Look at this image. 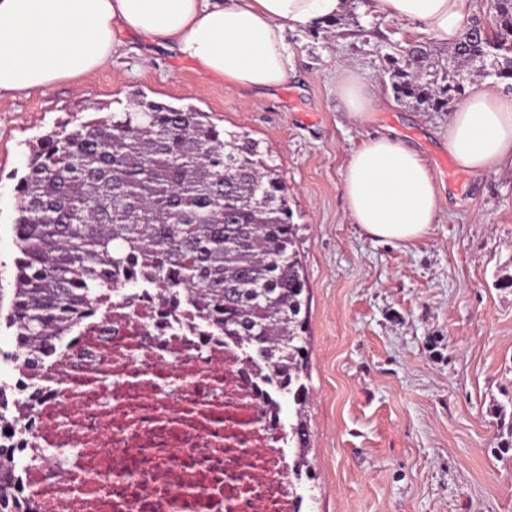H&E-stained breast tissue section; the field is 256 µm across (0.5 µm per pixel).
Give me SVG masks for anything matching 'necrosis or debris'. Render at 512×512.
Returning a JSON list of instances; mask_svg holds the SVG:
<instances>
[{
    "label": "necrosis or debris",
    "instance_id": "4bbe7bcc",
    "mask_svg": "<svg viewBox=\"0 0 512 512\" xmlns=\"http://www.w3.org/2000/svg\"><path fill=\"white\" fill-rule=\"evenodd\" d=\"M29 512H297L281 416L235 345L158 288L108 296L25 396Z\"/></svg>",
    "mask_w": 512,
    "mask_h": 512
}]
</instances>
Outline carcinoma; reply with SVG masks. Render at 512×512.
Here are the masks:
<instances>
[{
  "label": "carcinoma",
  "mask_w": 512,
  "mask_h": 512,
  "mask_svg": "<svg viewBox=\"0 0 512 512\" xmlns=\"http://www.w3.org/2000/svg\"><path fill=\"white\" fill-rule=\"evenodd\" d=\"M441 63L411 45L394 60L397 101L448 112L475 72L512 90V0H491ZM17 249L6 328L23 394L40 359L105 289L130 301L153 284L235 338L264 380L288 396L292 485L315 479L307 342V280L288 186L246 133L228 131L193 105L134 95L121 112L69 121L30 145L15 186ZM21 449L0 445V512H27L15 467Z\"/></svg>",
  "instance_id": "1"
}]
</instances>
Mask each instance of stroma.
<instances>
[{
  "label": "stroma",
  "instance_id": "obj_1",
  "mask_svg": "<svg viewBox=\"0 0 512 512\" xmlns=\"http://www.w3.org/2000/svg\"><path fill=\"white\" fill-rule=\"evenodd\" d=\"M349 2L340 24L287 31L294 69L258 96L202 81L177 52L123 32L100 68L0 98V289L16 256L14 176L36 136L137 90L194 105L271 151L301 227L314 512H512V433L495 409L512 403V170L468 174L443 146L449 113L393 102L391 58L409 44L447 50ZM347 60L391 102L362 125L336 90ZM389 131L441 190L436 224L408 245L365 235L342 194L362 135Z\"/></svg>",
  "mask_w": 512,
  "mask_h": 512
}]
</instances>
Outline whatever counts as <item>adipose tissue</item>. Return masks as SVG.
Listing matches in <instances>:
<instances>
[{"label": "adipose tissue", "mask_w": 512, "mask_h": 512, "mask_svg": "<svg viewBox=\"0 0 512 512\" xmlns=\"http://www.w3.org/2000/svg\"><path fill=\"white\" fill-rule=\"evenodd\" d=\"M373 13L417 24L438 45L455 43L473 0H370ZM347 0H0V97L91 72L112 57L116 35L174 43L203 79L262 94L288 79L287 31L342 15ZM337 86L348 115L368 120L385 107L359 68L342 65ZM464 171L512 168V94L475 91L453 112L443 142ZM348 213L370 237L412 242L439 212V189L421 153L389 134L367 136L342 173Z\"/></svg>", "instance_id": "ef3b65f1"}]
</instances>
